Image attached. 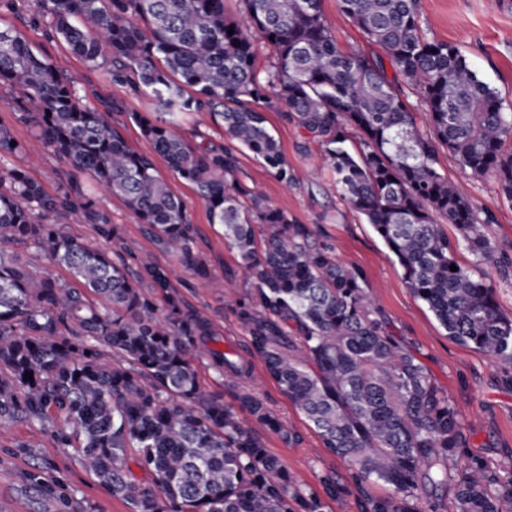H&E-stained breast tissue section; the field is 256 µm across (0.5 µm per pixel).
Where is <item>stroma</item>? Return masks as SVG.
I'll use <instances>...</instances> for the list:
<instances>
[{
  "mask_svg": "<svg viewBox=\"0 0 512 512\" xmlns=\"http://www.w3.org/2000/svg\"><path fill=\"white\" fill-rule=\"evenodd\" d=\"M422 24L430 37L457 47L481 78L496 89L506 107H512V0H421ZM37 0H13L0 7V25L17 30L27 43L58 70L70 77L84 106L108 113L112 124L137 152L152 157L171 193L183 201L193 225L195 249L206 263L209 276L180 273L174 286L193 310L206 312L222 344L246 352L250 337L239 322L232 302L209 287L215 278L236 285L237 299H246L248 289L238 282V257L224 241V227L211 223L205 203L194 186L173 172L156 155L150 141L132 122L134 112L150 113L152 101L136 97L113 84L102 70L90 68L60 39L30 25ZM22 93L0 85V123L14 139L28 144L33 127L25 118ZM267 124L279 141L291 166L295 182L277 180L255 160L239 151L240 178L258 187L269 202L299 223L309 225L316 236L334 248L337 258L365 276L364 286L374 297L377 315L390 335L403 340L427 368L434 384L457 409L471 453L486 460L492 471L512 473V365L449 339L427 305L406 287L402 271L382 238L364 216L339 196L331 170L324 166L317 143L287 119L284 112L266 110ZM2 167H20L47 193H54L68 169L66 160L45 150L32 155L18 152L0 159ZM439 171L469 198L485 230L499 249L512 259V204L503 200L493 176H475L456 157L439 156ZM99 203L119 224L125 240L139 251L151 254L163 266L176 265L174 255L155 245L123 201L93 180H85ZM262 377L260 392L269 408L292 435L284 441L265 431L261 440L304 488L319 489L323 474L333 476L343 493L325 502V512H363L367 495L381 496L379 486L362 491L350 477L347 465L324 448L305 416L296 409L271 377L264 364L251 362ZM48 460L47 479L65 485V499L43 496L28 481L32 465ZM0 512H130L129 504L88 474L69 448L58 447L51 434L32 436L25 423L0 428Z\"/></svg>",
  "mask_w": 512,
  "mask_h": 512,
  "instance_id": "obj_1",
  "label": "stroma"
}]
</instances>
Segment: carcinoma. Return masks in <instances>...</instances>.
<instances>
[{"label":"carcinoma","instance_id":"1","mask_svg":"<svg viewBox=\"0 0 512 512\" xmlns=\"http://www.w3.org/2000/svg\"><path fill=\"white\" fill-rule=\"evenodd\" d=\"M38 2L31 25L64 40L89 67L108 66L112 83L132 95L153 97L157 116L131 119L195 186L211 223L224 225L250 288L236 307L249 355L359 487H388V495L367 498L366 512H422L428 494L450 485L456 512H512V475L497 476L469 452L448 396L375 315L363 272L243 183L234 149H196L181 126L187 112L220 118L229 140L288 185L294 175L264 115L284 107L319 144L342 199L384 240L448 337L512 363V317L484 278L457 264L437 222L454 226L477 264L506 265L469 199L437 165L448 150L471 174L493 175L512 203V152L504 151L512 113L458 49L427 35L421 0H337L381 55L340 50L322 0H241L245 29L224 13V0ZM262 43L273 49L264 82L255 69ZM399 76L429 113V133L417 128ZM0 84L23 92L34 140L69 165L53 194L22 169L0 172V426L51 432L131 512H324V499L342 493L335 478L306 491L268 452L258 430L289 434L250 385L249 365L212 346L213 323L184 308L175 270L128 247L81 186L87 176L121 198L182 270L206 278L186 207L153 159L133 150L106 113L81 105L73 82L8 27H0ZM11 141L0 123V154L28 150ZM72 216L112 247L65 232L62 221ZM14 243L49 256L74 285L6 256ZM203 347L224 383L239 388L238 406L200 386L193 359ZM56 418L66 427H54ZM130 460L148 481L135 478Z\"/></svg>","mask_w":512,"mask_h":512}]
</instances>
